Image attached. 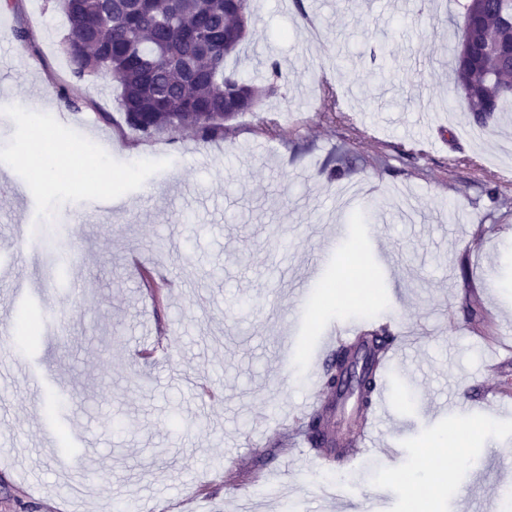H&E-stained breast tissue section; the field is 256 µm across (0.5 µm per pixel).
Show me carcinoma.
<instances>
[{"instance_id":"obj_1","label":"carcinoma","mask_w":512,"mask_h":512,"mask_svg":"<svg viewBox=\"0 0 512 512\" xmlns=\"http://www.w3.org/2000/svg\"><path fill=\"white\" fill-rule=\"evenodd\" d=\"M70 36L66 53L78 79L109 71L121 86L126 126L141 137L161 129H192L203 136L224 134L235 117L224 112V100L241 97L239 112H253L284 80L281 63L266 64L270 83L257 85L226 70L227 58L247 38L256 0H62ZM462 33L477 30L479 44L467 55L452 43L453 73L477 124L505 105L512 106V69L501 64L496 49L512 48V23L504 18L503 0H459ZM36 317L20 316L16 334L37 340ZM395 337L381 327L368 329L356 344L336 347L326 364L323 385L334 391L337 373L351 357L366 359L358 409L375 403L381 362ZM311 447L326 443L324 413L306 417Z\"/></svg>"}]
</instances>
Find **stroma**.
<instances>
[{"instance_id":"stroma-1","label":"stroma","mask_w":512,"mask_h":512,"mask_svg":"<svg viewBox=\"0 0 512 512\" xmlns=\"http://www.w3.org/2000/svg\"><path fill=\"white\" fill-rule=\"evenodd\" d=\"M259 3L227 65L261 79L273 57L286 83L208 139L122 131L111 73L73 75L59 0L0 8V227L28 225L36 244L0 266L29 293L10 316L40 317L37 342L12 349L45 375L37 402L26 375L0 385V512H406L423 490L422 512H494L512 473V362L488 372L480 333L512 343V112L470 139L448 71L456 0L444 13L425 0ZM326 83L344 121L321 116ZM40 94L55 144L91 159L50 187L23 159L45 131L20 106ZM270 116L279 137L258 132ZM337 154L350 171L334 178ZM105 178L122 205L81 223ZM353 256L372 271L364 312L327 305L323 288ZM144 270L163 288H142ZM349 321L395 337L378 432L400 444L394 462L369 452L339 467L303 444L311 366ZM494 391L511 397L492 406ZM459 429L473 437L444 485L430 444Z\"/></svg>"}]
</instances>
